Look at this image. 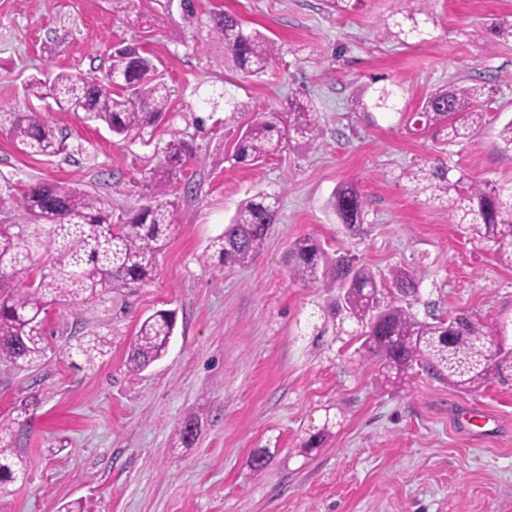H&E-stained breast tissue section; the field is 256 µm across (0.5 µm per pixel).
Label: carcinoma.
<instances>
[{"instance_id":"carcinoma-1","label":"carcinoma","mask_w":512,"mask_h":512,"mask_svg":"<svg viewBox=\"0 0 512 512\" xmlns=\"http://www.w3.org/2000/svg\"><path fill=\"white\" fill-rule=\"evenodd\" d=\"M112 13L123 16L143 13L134 0H109ZM404 16L408 28L395 22L388 35L401 39L420 35L428 0ZM210 30L224 41V64L251 76L271 67L279 55L276 43L257 30H247L235 15L216 10L209 16ZM490 41L512 39V21L502 20L489 28ZM25 91L40 100L51 98L62 112L83 113L82 120L101 122L116 136H126L155 122L168 109L171 88L157 77L153 60L136 45L113 47L111 64L103 78L59 71L52 78L30 81ZM483 89L468 85L431 92L406 119L415 133H432L446 143L479 132L487 120L481 109ZM0 132L22 152L56 156L64 150L63 138L46 115L17 112L0 107ZM322 133L316 111L299 96L288 99L282 111H264L242 131L232 160L257 163L286 149L292 142L314 144ZM190 148L169 141L163 159L150 176V204L130 218L114 222L112 212L100 201L64 182H34L21 192L6 182L0 184V213L20 211L30 220L51 226L48 242L14 224L0 232V355L20 369L38 365L45 351L44 322L48 307L57 301H80L99 291L127 290L150 283L159 255L174 226L175 202L167 199L178 182ZM416 190L434 199L451 197V221L473 224L481 237L498 245L501 259L512 265V187L489 180H475L464 172L436 162L411 176ZM329 207L338 223L351 234L360 232L365 217V199L357 184L345 182L333 193ZM274 196L259 193L241 203L224 232L215 237L204 260L216 258L226 267L244 266L260 253L270 225L276 223ZM44 250L49 262L30 284L14 283L31 257ZM289 275L303 283L331 277L345 289L342 308L365 326L361 348L379 365L384 383L398 386L409 379L414 366L448 382L460 392L479 391L496 374L512 373V360L496 351L494 327L460 313L443 319L420 321L399 308L379 307L383 283L372 271L354 264L350 255L338 252L324 256L310 238L294 243L288 253ZM390 283L401 291L416 288L417 276L397 269ZM176 326L175 313L156 311L142 320L129 352L132 371L140 373L161 359ZM106 342L94 336L76 344L75 354L91 362ZM8 425L0 421V490L24 475V461L17 449L3 441ZM198 435L196 417L181 422L178 436L188 447Z\"/></svg>"}]
</instances>
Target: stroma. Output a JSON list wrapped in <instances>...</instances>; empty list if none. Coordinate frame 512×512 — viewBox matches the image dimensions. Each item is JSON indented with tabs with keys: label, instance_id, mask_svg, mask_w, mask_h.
<instances>
[{
	"label": "stroma",
	"instance_id": "1",
	"mask_svg": "<svg viewBox=\"0 0 512 512\" xmlns=\"http://www.w3.org/2000/svg\"><path fill=\"white\" fill-rule=\"evenodd\" d=\"M169 25L144 31L106 0H0V106L50 113L65 140L54 157L19 152L0 134V182L24 189L60 181L97 197L113 218L146 204V180L171 139L192 156L176 189L175 226L152 282L57 304L45 321L39 366L0 357V419L25 464L23 483L0 492V512H512V382L458 392L414 369L408 387L383 391L364 356L361 328L335 313L342 290L324 277L288 275L286 253L311 237L341 250L385 283L380 303L420 320L469 310L512 344V266L470 225L453 224L447 200L416 193L409 172L443 159L475 179L512 186V152L498 133L512 116V41L487 46V27L512 20V0H429L423 40L400 43L386 25L413 0H366L339 14L323 0H195ZM234 13L280 48L261 77L224 67L209 12ZM136 43L172 88L152 126L113 137L103 125L26 94L31 78L67 70L105 73L112 46ZM481 85L496 123L443 146L408 131L404 113L446 85ZM386 107H376L382 91ZM301 95L318 112L314 145H291L257 165L234 163L239 133L261 111ZM366 198L364 233L349 237L328 209L342 183ZM279 200L260 254L224 267L203 255L242 201ZM418 289L389 287L392 269ZM177 314L165 356L132 373L139 322ZM103 356L75 362L84 336ZM199 420L191 447L175 431ZM332 420L322 447L309 434ZM269 461L254 470L252 456Z\"/></svg>",
	"mask_w": 512,
	"mask_h": 512
}]
</instances>
